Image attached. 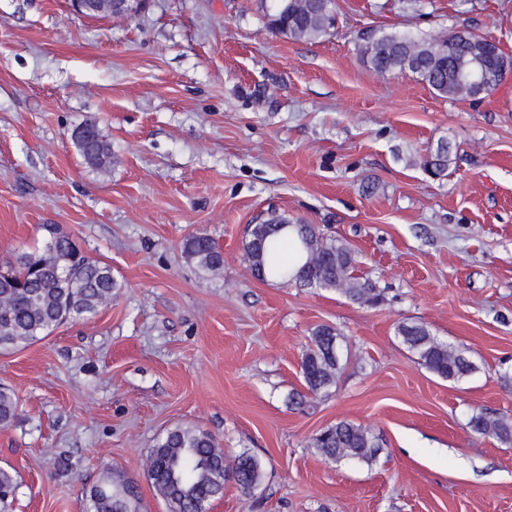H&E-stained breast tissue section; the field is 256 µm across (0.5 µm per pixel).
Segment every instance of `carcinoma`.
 Returning a JSON list of instances; mask_svg holds the SVG:
<instances>
[{"mask_svg": "<svg viewBox=\"0 0 512 512\" xmlns=\"http://www.w3.org/2000/svg\"><path fill=\"white\" fill-rule=\"evenodd\" d=\"M268 25L294 38L316 39L328 32L322 16L336 10V0H298L284 16L274 0H261ZM371 67L390 75L411 74L427 84L438 96L478 101L502 84L503 70H512V56L498 44L467 29L452 30L441 43L410 34L383 35L362 49ZM478 67L484 82L474 86L459 71ZM72 139L83 162L103 168L111 163V145L95 124L78 126ZM448 145L440 143L424 161L434 176L448 168ZM45 242H54L55 267L43 265L44 249L23 253L24 261L7 262L0 271V351H12L49 335L73 320L90 319L105 303L112 301L120 284L112 268L83 255L71 246V238L57 224H44ZM187 259L203 272H217L224 266V251L206 234H192L183 243ZM245 252L254 275L261 280L296 282L306 288L336 290L346 298L374 304L379 298L375 284L357 274L355 253L346 245L328 239L312 224H295L274 215L248 230ZM397 333L419 363L442 380L457 381L470 374L474 365L459 348L439 340L423 323H403ZM340 334L332 326L320 325L311 336V346L302 357L301 372L309 394L316 398L337 383L342 366L338 354ZM18 415L14 392L0 386V426L10 425ZM479 435L512 441V422L480 411L468 422ZM312 447L337 461L371 463L379 453L376 438L360 425L341 420L313 438ZM159 464L150 476L151 484L163 498L168 512H206V505L224 494V483L232 480L249 493L262 480L260 462L240 453L227 466L224 451L207 431L180 426L166 433L149 449ZM17 488L14 470L0 468V512H9ZM90 512H141L137 485L119 473H111L90 488Z\"/></svg>", "mask_w": 512, "mask_h": 512, "instance_id": "cac0c4a2", "label": "carcinoma"}]
</instances>
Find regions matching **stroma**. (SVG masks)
<instances>
[{"mask_svg":"<svg viewBox=\"0 0 512 512\" xmlns=\"http://www.w3.org/2000/svg\"><path fill=\"white\" fill-rule=\"evenodd\" d=\"M336 3L335 30L306 40L272 33L260 0H149L128 21L0 0V262L57 224L120 283L93 318L0 353L19 401L0 427L11 512H88L112 470L141 512H168L146 458L178 426L262 465L256 489L226 482L207 512H512V443L468 426L483 409L512 421V76L445 99L361 53L367 35L468 28L512 56V0ZM90 121L112 145L104 171L73 145ZM441 142L433 178L422 160ZM274 212L353 248L382 301L258 280L247 231ZM195 233L223 249L221 273L185 258ZM414 321L474 372L420 365L397 334ZM323 324L343 369L302 408ZM341 420L379 438L375 461L312 448Z\"/></svg>","mask_w":512,"mask_h":512,"instance_id":"1","label":"stroma"}]
</instances>
